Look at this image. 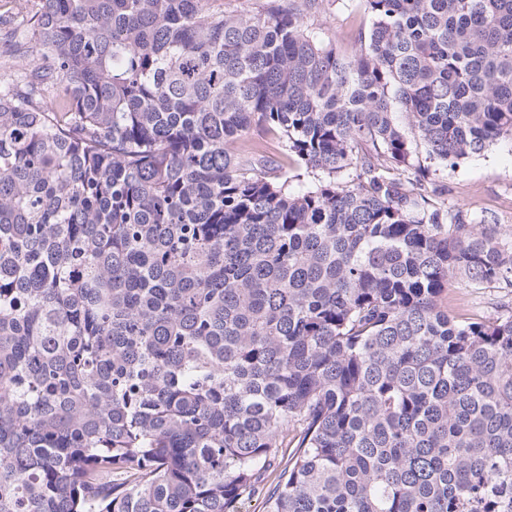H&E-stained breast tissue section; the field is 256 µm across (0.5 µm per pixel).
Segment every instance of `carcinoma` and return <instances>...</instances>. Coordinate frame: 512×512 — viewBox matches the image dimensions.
<instances>
[{
	"label": "carcinoma",
	"instance_id": "carcinoma-1",
	"mask_svg": "<svg viewBox=\"0 0 512 512\" xmlns=\"http://www.w3.org/2000/svg\"><path fill=\"white\" fill-rule=\"evenodd\" d=\"M323 2L39 0L0 76V512H239L285 443L267 512H512V311L448 305L512 288V229L431 178L512 140V0H364L351 55ZM450 294L456 311L465 317H493L512 307V293L499 288H468L464 282Z\"/></svg>",
	"mask_w": 512,
	"mask_h": 512
}]
</instances>
